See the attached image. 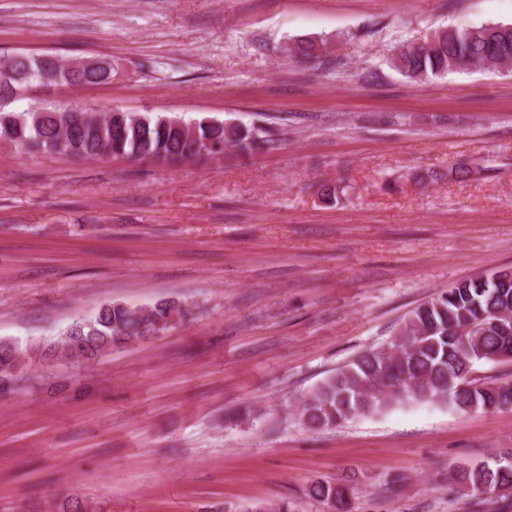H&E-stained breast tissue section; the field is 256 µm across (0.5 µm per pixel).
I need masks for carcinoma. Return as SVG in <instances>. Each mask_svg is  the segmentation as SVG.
I'll return each mask as SVG.
<instances>
[{
	"label": "carcinoma",
	"mask_w": 512,
	"mask_h": 512,
	"mask_svg": "<svg viewBox=\"0 0 512 512\" xmlns=\"http://www.w3.org/2000/svg\"><path fill=\"white\" fill-rule=\"evenodd\" d=\"M296 54L316 61L324 44L297 42ZM512 63V24H485L440 30L431 41L401 46L390 66L404 77L429 80L454 70H496ZM112 70L70 68L51 54L15 52L0 57V143L26 153L64 154L84 159L108 156L179 163L207 159L224 146L241 152L272 150L279 140L263 125H241L212 118L186 121L151 112L96 114L76 105L48 103L41 111L11 109L37 86L109 83ZM181 304L164 301L131 307L109 303L89 318L71 323L47 345L0 342V395L17 390L35 364L81 367L116 349L159 335L184 316ZM512 355V271L498 269L458 281L416 307L391 346L369 350L326 377L302 405L311 426H329L353 416L380 412L404 399L445 405L461 413L499 410L512 404V383L482 382L462 376L480 362ZM462 490L512 498V448H500L492 462L480 461L451 473ZM308 495L349 512L345 489L317 481Z\"/></svg>",
	"instance_id": "cac0c4a2"
}]
</instances>
